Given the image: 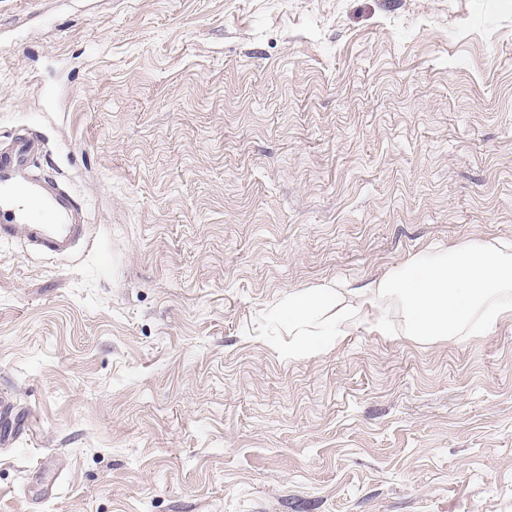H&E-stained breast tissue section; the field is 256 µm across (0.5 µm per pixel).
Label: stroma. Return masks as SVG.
<instances>
[{
  "label": "stroma",
  "mask_w": 512,
  "mask_h": 512,
  "mask_svg": "<svg viewBox=\"0 0 512 512\" xmlns=\"http://www.w3.org/2000/svg\"><path fill=\"white\" fill-rule=\"evenodd\" d=\"M0 512H512V316L289 361L288 295L512 239V0H0ZM39 139L16 137L0 152V242L24 236L41 251L67 253L79 239L92 242L84 209L57 181L39 178L31 161Z\"/></svg>",
  "instance_id": "obj_1"
}]
</instances>
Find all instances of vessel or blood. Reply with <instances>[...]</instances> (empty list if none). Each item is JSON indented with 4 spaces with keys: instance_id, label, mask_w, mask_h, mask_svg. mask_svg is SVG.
<instances>
[{
    "instance_id": "1",
    "label": "vessel or blood",
    "mask_w": 512,
    "mask_h": 512,
    "mask_svg": "<svg viewBox=\"0 0 512 512\" xmlns=\"http://www.w3.org/2000/svg\"><path fill=\"white\" fill-rule=\"evenodd\" d=\"M41 150L40 140L27 135L0 152V242L22 236L41 251L63 254L76 241H91V226L82 206L57 181L32 172Z\"/></svg>"
}]
</instances>
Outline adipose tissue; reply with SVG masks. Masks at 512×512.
<instances>
[{
    "label": "adipose tissue",
    "mask_w": 512,
    "mask_h": 512,
    "mask_svg": "<svg viewBox=\"0 0 512 512\" xmlns=\"http://www.w3.org/2000/svg\"><path fill=\"white\" fill-rule=\"evenodd\" d=\"M511 315L512 242L478 237L422 252L362 287L339 281L289 294L277 312L292 337L282 350L291 360L316 337L362 329L435 343L489 334Z\"/></svg>",
    "instance_id": "adipose-tissue-1"
}]
</instances>
